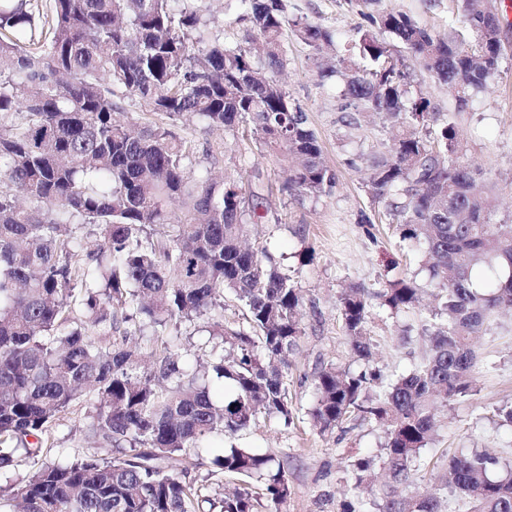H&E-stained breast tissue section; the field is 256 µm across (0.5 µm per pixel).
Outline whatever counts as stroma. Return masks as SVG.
Instances as JSON below:
<instances>
[{"label": "stroma", "instance_id": "obj_1", "mask_svg": "<svg viewBox=\"0 0 512 512\" xmlns=\"http://www.w3.org/2000/svg\"><path fill=\"white\" fill-rule=\"evenodd\" d=\"M214 22L208 37L238 41L244 25L237 0H203ZM501 36L506 50L489 91L476 95L465 111H457L447 85L425 69L409 68L410 96H424L431 111L458 112V130L464 159L481 173L484 189L495 201V220L512 224V0H500ZM401 11L440 37H457L456 0H288L293 17H305L330 30L337 46H344L356 29L367 27L365 10ZM287 67L280 79L291 98L308 116L323 150V160L338 175L328 196L298 200L282 192L288 164L260 147L250 129L214 130L198 118L166 121L164 115L141 111L131 100L122 108V121L144 125L167 124L176 141L191 149V176H226L241 187L250 204L265 219L252 225L250 240L267 247L296 282L302 303V335L288 355L290 395L296 411L291 424L259 422L244 444L267 451L283 463L291 494L281 512H338L356 492L344 472L357 458L379 455L385 433L371 421H349L328 434L312 425L307 410L314 399L313 377L327 364L352 365L353 356L342 329L340 296L356 286L373 294L397 277L414 279L422 293L416 308L398 315L372 306L367 330L373 341L374 364L393 379L408 371L427 349L433 285L422 266L419 250L401 239V229L384 205L372 202L365 187L364 154L387 150L391 130L379 119L360 118L358 127L339 121L340 81L321 78L325 59L311 54L291 30L281 36ZM355 166H348V159ZM310 262H303V255ZM475 348L485 365L477 376L476 395L449 403L434 439L424 452L437 459L443 451H486L512 460V428L499 425L496 406L512 401V312L501 314L493 331L478 336ZM90 408L80 399L60 414L48 437L54 457L72 460L86 454L110 456V448L88 439Z\"/></svg>", "mask_w": 512, "mask_h": 512}]
</instances>
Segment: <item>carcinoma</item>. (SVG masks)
Here are the masks:
<instances>
[{
  "instance_id": "carcinoma-1",
  "label": "carcinoma",
  "mask_w": 512,
  "mask_h": 512,
  "mask_svg": "<svg viewBox=\"0 0 512 512\" xmlns=\"http://www.w3.org/2000/svg\"><path fill=\"white\" fill-rule=\"evenodd\" d=\"M457 3L473 47L402 12L368 13L369 27L323 72L342 81L340 111L380 115L397 131L389 152L367 156V192L397 218L402 240L423 249L435 286L426 354L381 395L369 297L358 287L341 295L345 336L363 367L315 373L311 421L325 433L369 420L386 434L382 456L347 469L356 488L377 465L385 482L342 512H443L450 496L468 512H512V468L482 451L445 453L426 494L399 491L425 466L441 409L477 392L472 338L512 309V224L493 222L478 171L461 160L455 114L441 118L426 98H408L406 65L384 37L452 88L462 111L488 88L503 48L487 0ZM240 5L246 33L226 45L204 39L212 17L199 0H0V467L20 449L43 458L16 493L0 495V512H257L252 482L263 486L265 512H280L290 495L272 454L234 440L262 420L293 418L299 288L267 249L244 244L263 215L235 183H191L190 150L168 128L114 119L120 101L135 98L171 120L248 124L260 145L288 157L283 191L332 192L336 172L277 75L286 27L315 56L333 50V35L289 19L288 0ZM157 225L167 238L155 237ZM226 298L243 309L242 323L224 321ZM377 299L405 312L418 288L393 279ZM196 320L208 333L202 365L169 339L171 327ZM128 323L156 343L147 372L127 346ZM83 395L93 398L89 435L117 456L53 460L48 431ZM209 448L240 482L233 492L186 479ZM170 461L181 472L167 470Z\"/></svg>"
}]
</instances>
